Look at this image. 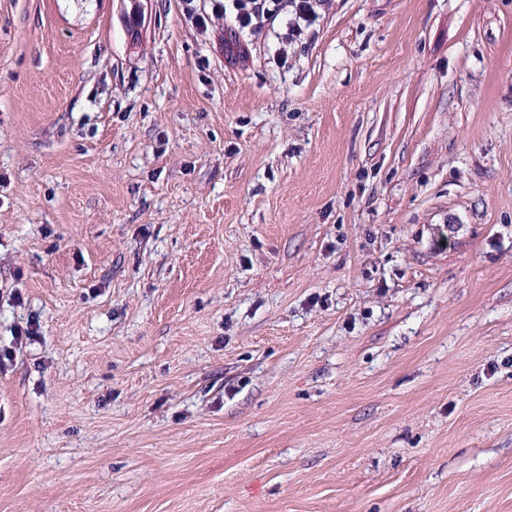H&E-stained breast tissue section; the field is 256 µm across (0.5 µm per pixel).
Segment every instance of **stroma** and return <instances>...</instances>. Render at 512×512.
I'll return each mask as SVG.
<instances>
[{"label": "stroma", "mask_w": 512, "mask_h": 512, "mask_svg": "<svg viewBox=\"0 0 512 512\" xmlns=\"http://www.w3.org/2000/svg\"><path fill=\"white\" fill-rule=\"evenodd\" d=\"M214 3L0 0V512H512V0ZM279 0H231V14L238 31L255 33L262 29L268 17L278 10ZM321 0H293L292 17L288 21V39L299 37L318 17Z\"/></svg>", "instance_id": "1"}]
</instances>
